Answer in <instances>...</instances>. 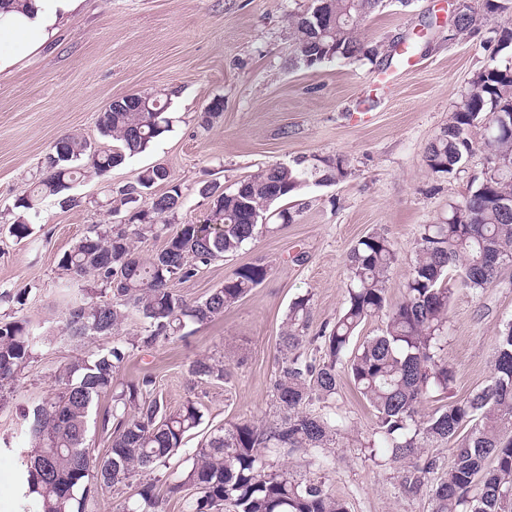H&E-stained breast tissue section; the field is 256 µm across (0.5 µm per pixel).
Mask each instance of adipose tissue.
<instances>
[{
	"label": "adipose tissue",
	"mask_w": 512,
	"mask_h": 512,
	"mask_svg": "<svg viewBox=\"0 0 512 512\" xmlns=\"http://www.w3.org/2000/svg\"><path fill=\"white\" fill-rule=\"evenodd\" d=\"M83 0H25L17 8H0V73L11 71L54 37L62 20Z\"/></svg>",
	"instance_id": "1"
}]
</instances>
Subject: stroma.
Returning <instances> with one entry per match:
<instances>
[{
  "label": "stroma",
  "instance_id": "obj_1",
  "mask_svg": "<svg viewBox=\"0 0 512 512\" xmlns=\"http://www.w3.org/2000/svg\"><path fill=\"white\" fill-rule=\"evenodd\" d=\"M448 3L413 0L404 7L385 0L366 21V40L412 45L419 60L414 68H398L386 93L375 87L376 75L385 69L378 60L335 61L313 69L296 65L290 16L305 9L307 0H86L83 12L53 43L0 75V320L27 316L55 339L18 377L15 399L0 409V512H19L16 447L25 441L23 406L53 396L55 373L97 346L93 340L60 337L69 277L59 259L89 227L112 223L107 200L144 169L164 165L184 194L166 235L139 242L140 255L147 257L180 225L207 217L210 201L199 193L204 184L217 182L229 192L258 170L300 156L342 155L350 161L345 180L311 183L283 200L296 215L292 223L172 286L193 302L249 263L271 267L266 281L223 316L196 326L188 340L135 352L121 369L123 381L153 374L170 406L202 401L203 431L230 421L273 420L271 382L288 305L310 295V333L335 322L345 299L346 257L361 237L379 232L391 241L398 261L387 299H401L421 226L437 222L482 176L485 126L469 129L474 151L455 174L430 173L425 148L472 78L508 58L490 36L512 20V0L477 31L455 38L448 35ZM133 93L168 94V132L123 165L76 183L71 193L80 198L79 206L40 199L30 235L14 237L13 204L33 191L55 141L76 134L100 143V112ZM215 99L223 109L204 122ZM16 294L23 295V304L13 303ZM511 320L512 267L480 295L455 288L444 351L455 373L449 400L487 385L494 336ZM210 355L223 357L227 380L189 376L190 363ZM332 409L339 425L330 448L333 466L317 469L313 452L300 451L292 458L297 471L321 479L349 512H433L428 491L416 494L401 485L402 463L361 451L376 418L350 380L342 381Z\"/></svg>",
  "mask_w": 512,
  "mask_h": 512
}]
</instances>
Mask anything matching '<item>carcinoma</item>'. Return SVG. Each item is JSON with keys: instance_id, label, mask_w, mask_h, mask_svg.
<instances>
[{"instance_id": "cac0c4a2", "label": "carcinoma", "mask_w": 512, "mask_h": 512, "mask_svg": "<svg viewBox=\"0 0 512 512\" xmlns=\"http://www.w3.org/2000/svg\"><path fill=\"white\" fill-rule=\"evenodd\" d=\"M321 0L291 17L297 61L312 68L333 60L373 61L394 58L362 38V26L383 0H332L324 10L336 14L328 33L314 26L312 13ZM505 10L501 0H481L454 21L452 32L473 30L479 16ZM162 94L148 98L149 110L123 97L98 117L101 137L112 142L96 148L86 139H58L42 164L35 191L62 206L77 204L70 195L79 178L101 175L148 150L165 132ZM488 122L483 142L487 168L448 215L423 225L400 301L386 292L396 253L382 233L357 240L346 260L345 306L329 328L307 334L310 297L288 306L279 335L272 398L278 419L250 420L212 429L197 447L185 444L203 424V405L188 399L172 408L157 392L153 375L124 383L118 374L136 349H150L191 337L189 327L224 311L261 285L271 268L245 264L224 278L204 299L189 302L171 288L198 270L240 251L259 233L271 232L272 205L297 194L309 182L331 185L349 174L343 156L301 157L294 164L263 169L231 192L201 194L212 199L207 222L183 224L164 247L142 257L136 243L158 235L166 218L183 204L180 184L160 165L141 172L110 202L116 224H95L59 261L76 288L63 320L62 337L71 341L111 338L85 356L65 363L49 399L22 409L30 447L22 449L20 512H93L99 491L122 496L115 512H159L161 491L178 496L193 491L189 512H348L344 500L322 482L302 478L284 458L300 450L328 448L336 419L327 412L346 375L373 409L376 427L366 447L371 455L385 448L395 460L411 458L433 443H454L453 462L432 489L434 512H512V321L495 336V359L488 384L475 394L429 413L427 398L448 393L454 371L443 351L448 341L450 282L478 295L505 265H512V59L487 67L470 81L462 103L452 111L424 151L433 174L451 175L472 150L467 130ZM166 191L144 197L157 184ZM142 320L132 336L120 334L130 313ZM384 318L376 336L357 342L360 327ZM57 337L43 336L31 321H0V408L10 403L18 376ZM195 378L222 381L224 358L204 356L191 362ZM108 396L111 406L100 420L110 448L102 457L87 444L92 408ZM467 435H461L465 427ZM437 460L415 465L402 476L418 491ZM146 473L148 479L134 482ZM136 486L135 493L124 496Z\"/></svg>"}]
</instances>
